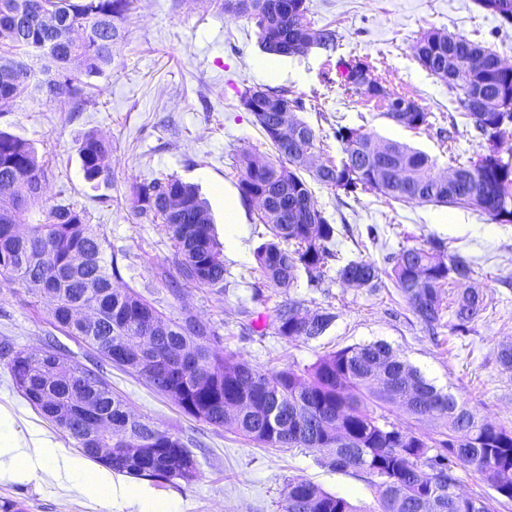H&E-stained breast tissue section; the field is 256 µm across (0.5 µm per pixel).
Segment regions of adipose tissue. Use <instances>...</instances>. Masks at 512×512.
<instances>
[{"label":"adipose tissue","mask_w":512,"mask_h":512,"mask_svg":"<svg viewBox=\"0 0 512 512\" xmlns=\"http://www.w3.org/2000/svg\"><path fill=\"white\" fill-rule=\"evenodd\" d=\"M50 461L55 462L59 474L65 478L88 479L119 512H124L128 507L135 508L136 512H162L147 489L115 480L108 469L91 471L82 461L59 456L56 448L39 432H30L25 438L0 434V479L16 476L35 478Z\"/></svg>","instance_id":"1"}]
</instances>
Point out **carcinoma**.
I'll list each match as a JSON object with an SVG mask.
<instances>
[{
	"label": "carcinoma",
	"mask_w": 512,
	"mask_h": 512,
	"mask_svg": "<svg viewBox=\"0 0 512 512\" xmlns=\"http://www.w3.org/2000/svg\"><path fill=\"white\" fill-rule=\"evenodd\" d=\"M135 0H0V71L17 70L0 81V112L30 89L47 87L54 99L78 112L87 103L80 76L100 75L112 66L126 39L125 23ZM224 0V11L256 21L261 48L271 55L298 53V45L333 48L336 30L307 21L306 0ZM512 24V0H479ZM75 27L81 38L59 52L48 21ZM48 60L44 78L22 59ZM424 68L455 90L463 115L486 152L451 169L454 177L436 176L424 152L398 142L382 143L360 128H336L343 145L340 162L311 169L303 156L321 150L320 136L295 118L296 136L282 142L265 116L282 108L304 110L300 99L283 89L256 88L240 104L253 115L275 150L270 158L245 150L237 158V188L247 203L259 194L270 200L257 207L266 239L255 249L263 277L291 287L304 274L310 284L321 279L329 260L338 256L336 227L317 208L304 174L318 184L358 197L375 191L405 203H443L468 207L498 224H512V147L503 148L504 127L512 125V67L463 36L430 30L415 45ZM483 55L479 67L467 65L471 52ZM356 63L343 64V86L353 94L385 99L378 80L362 87ZM413 112L388 116L407 128L429 125L418 104ZM85 179L92 187L112 176V144L97 135L80 142ZM49 161L38 157L25 139L0 132V282L17 286L47 306L58 327L97 353L86 367L53 341L38 350L9 354L7 368L15 387L59 431L73 439L83 456L98 461L97 449H112L107 468L117 474L160 483L190 484L197 464L180 435L132 413L103 376L117 367L146 380L180 410L215 428H226L265 448H309L325 453L322 465L338 472L364 474L376 498L373 512H497L498 498L512 501V430L480 418L468 402L428 382L389 344H355L317 357L300 369L263 370L219 352L216 332L193 315L166 317L132 288H116L122 266L112 245L88 224L82 209L50 204L42 193L26 189L47 180ZM139 216L161 230L174 247L179 279L170 292L191 285L224 292L222 244L198 189L174 176L155 177L133 188ZM390 269L366 259H351L337 269L342 281L355 280L370 290L388 277L400 298L429 328L443 310L464 332L487 310L484 294L460 289L475 272L473 263L441 242L403 248L387 257ZM99 307L104 318L81 323L72 305ZM336 319L317 310L303 314L295 303L276 307L270 325L288 341L316 339ZM78 386L91 398L107 430L87 423L88 415L72 404ZM410 398L407 424L391 421L397 399ZM242 410L226 415L225 406ZM477 473L495 494L459 496L457 469ZM280 512H358L349 500L304 478L288 481Z\"/></svg>",
	"instance_id": "carcinoma-1"
}]
</instances>
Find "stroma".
Segmentation results:
<instances>
[{
    "mask_svg": "<svg viewBox=\"0 0 512 512\" xmlns=\"http://www.w3.org/2000/svg\"><path fill=\"white\" fill-rule=\"evenodd\" d=\"M306 6L313 27L335 29V49L314 47L283 57L286 75L268 77L258 68L264 54L254 20L225 11L224 0H137L111 68L88 78L93 97L81 111H62L47 92H34L0 114V130L28 140L48 160L50 200L85 210L113 252L128 254L123 285L159 302L169 318L190 313L210 322L217 350L271 370L303 367L329 350L383 341L435 386L468 401L481 418L512 428V372L496 361L497 351L512 345V224L494 223L465 207L404 203L375 192L354 199L312 184L317 207L336 225L339 259L381 265L389 254L434 238L473 257L469 285L485 294L487 311L468 332L455 333L444 323L432 333L394 288L372 292L340 281L339 260L329 261L316 288L303 278L290 288L267 282L255 269L256 207L241 199L234 168L241 150L273 153L240 104L248 89L272 87L304 101L299 116L322 140L318 161L342 159L335 131L346 125L422 150L434 161V174H448L453 161L483 153L487 144L463 117L447 83L421 65L414 45L423 33L438 29L481 43L512 66V26L478 0H306ZM358 61L370 66L390 95L424 107L429 126L399 125L384 103L347 93L338 65ZM442 128L450 138L439 136ZM92 133L112 143V182L96 189L85 180L78 154L79 143ZM160 175L197 186L219 241L236 239V248L224 252V293L192 286L177 296L170 293L169 279L177 274L170 242L158 225L141 221L132 197L134 184ZM228 200L237 207L239 223L224 221ZM370 224L378 228V241L367 237ZM291 300L305 311L331 310L336 319L323 336L287 341L269 320L278 305ZM50 339L94 365L90 346L56 327L44 305L34 304L22 289L0 285V342L36 350ZM105 375L136 414L179 434L197 461L193 483L153 485L154 497L169 512H279L283 486L297 477L347 498L358 512H373V493L363 477L321 466L318 452L261 447L184 415L141 378L111 367ZM0 410L11 415L13 435L25 437L36 429L63 454L76 455L71 440L14 387L1 359ZM4 502L21 512H115L80 480L58 478L51 463L35 481L0 480Z\"/></svg>",
    "mask_w": 512,
    "mask_h": 512,
    "instance_id": "obj_1",
    "label": "stroma"
}]
</instances>
